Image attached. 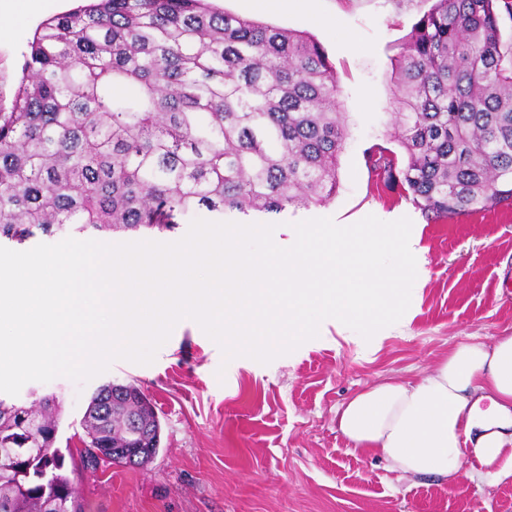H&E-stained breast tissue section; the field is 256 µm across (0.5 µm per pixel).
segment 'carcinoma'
Segmentation results:
<instances>
[{
	"label": "carcinoma",
	"mask_w": 512,
	"mask_h": 512,
	"mask_svg": "<svg viewBox=\"0 0 512 512\" xmlns=\"http://www.w3.org/2000/svg\"><path fill=\"white\" fill-rule=\"evenodd\" d=\"M512 0H435L392 80L391 137L371 172L430 220L512 200ZM122 85L126 93L114 94ZM332 64L300 32L210 0H89L35 32L0 112V238L171 231L206 211L279 213L337 188L347 138ZM63 416L0 398V512H82L55 447ZM82 458L144 465L160 444L147 395L109 382L81 420ZM114 448H139L128 459Z\"/></svg>",
	"instance_id": "carcinoma-1"
}]
</instances>
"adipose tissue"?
I'll return each mask as SVG.
<instances>
[{"label": "adipose tissue", "mask_w": 512, "mask_h": 512, "mask_svg": "<svg viewBox=\"0 0 512 512\" xmlns=\"http://www.w3.org/2000/svg\"><path fill=\"white\" fill-rule=\"evenodd\" d=\"M338 429L404 477L450 480L466 458L478 479L512 477V334L459 344L418 380L358 393L339 410Z\"/></svg>", "instance_id": "adipose-tissue-1"}]
</instances>
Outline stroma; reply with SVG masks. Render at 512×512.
Instances as JSON below:
<instances>
[{"label": "stroma", "mask_w": 512, "mask_h": 512, "mask_svg": "<svg viewBox=\"0 0 512 512\" xmlns=\"http://www.w3.org/2000/svg\"><path fill=\"white\" fill-rule=\"evenodd\" d=\"M242 17L312 36L332 62L351 135L339 158L338 188L322 205L280 213L226 212L225 220L272 223L281 246L293 223L318 217L353 224L373 215L409 217L425 278L407 319L364 340L334 319L316 338L264 365L223 355L192 320L174 327L152 364L124 360L85 384L59 377L23 386L19 400L56 394L64 415L56 446L85 512H512V479L481 483L462 464L454 481L399 478L354 450L336 417L350 397L386 378L427 375L455 345L512 333V205L433 223L371 174L368 152L396 149L391 128L392 64L433 0H215ZM37 21L0 38V112L10 111ZM109 382L139 386L155 405L161 445L142 467L84 468L81 418Z\"/></svg>", "instance_id": "stroma-1"}]
</instances>
